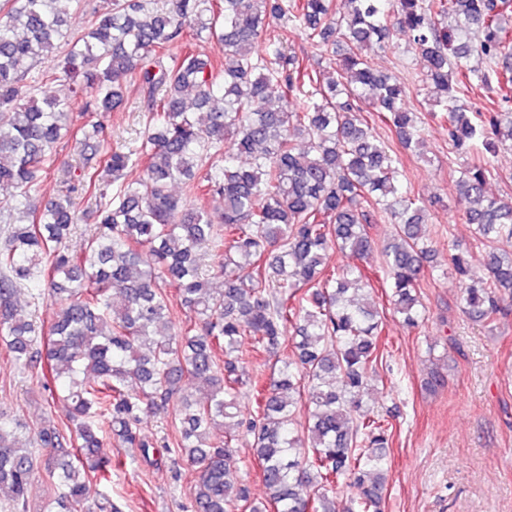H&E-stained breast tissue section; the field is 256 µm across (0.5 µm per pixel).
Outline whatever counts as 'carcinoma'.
<instances>
[{"mask_svg": "<svg viewBox=\"0 0 512 512\" xmlns=\"http://www.w3.org/2000/svg\"><path fill=\"white\" fill-rule=\"evenodd\" d=\"M63 1L82 2L0 0V184L14 190L0 205L11 225L0 247V345L23 367L45 359L69 424L32 431L0 412L4 508L26 512L42 465L64 489L47 512H118L112 459L98 452L103 437L158 463L140 413L166 409L187 380L194 393L173 407L180 439L164 450L200 466L194 512H338L333 494L347 481L360 495L345 512H381L391 431L363 409L367 373L381 360L380 315L361 268L335 269L327 255L371 252L377 213L397 225L382 248L387 298L416 327L433 249L404 155L356 113L357 101L371 99L403 149H423L406 79L377 71L368 50L389 47L394 31L409 35L449 141L485 151L456 183L466 219L484 239L511 244L512 200L486 195L485 185L488 155L512 147V113L478 112L473 121L459 93L512 88V68L497 66L512 55V0H348L345 13L336 0H112V12L77 36ZM285 14L311 45L336 51L332 77L270 40L259 51ZM202 36L221 60L194 53L191 41ZM62 42L60 65L36 70ZM473 52L488 61L485 71L467 64ZM62 77L87 94L85 113L119 111L128 83L146 91L140 145L117 151L107 126L73 123V100L37 98L39 84ZM230 136L234 156L223 152ZM69 140L77 157L67 186L34 198ZM139 162L142 177L124 180ZM78 194L99 203L92 233L74 251ZM203 196L222 198L223 209L191 203ZM485 264L489 281L464 288L460 305L492 324L512 297V254L492 247ZM163 283L189 310L185 321L172 320ZM24 289L53 301L49 327L19 315ZM288 325L300 340L277 376L249 375L241 339L272 353ZM243 386L256 392L248 414L236 402ZM239 439L251 442L261 468V506L231 467Z\"/></svg>", "mask_w": 512, "mask_h": 512, "instance_id": "1", "label": "carcinoma"}]
</instances>
